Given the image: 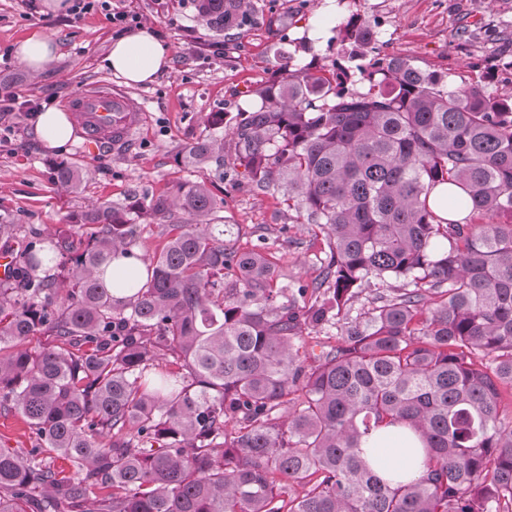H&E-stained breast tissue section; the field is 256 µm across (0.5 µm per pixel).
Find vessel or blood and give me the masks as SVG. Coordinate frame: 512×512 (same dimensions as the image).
<instances>
[{
	"label": "vessel or blood",
	"mask_w": 512,
	"mask_h": 512,
	"mask_svg": "<svg viewBox=\"0 0 512 512\" xmlns=\"http://www.w3.org/2000/svg\"><path fill=\"white\" fill-rule=\"evenodd\" d=\"M138 103L122 89L94 86L73 104V118L82 134L109 145L124 143L138 118Z\"/></svg>",
	"instance_id": "1"
}]
</instances>
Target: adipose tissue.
Returning a JSON list of instances; mask_svg holds the SVG:
<instances>
[{
    "label": "adipose tissue",
    "instance_id": "1",
    "mask_svg": "<svg viewBox=\"0 0 512 512\" xmlns=\"http://www.w3.org/2000/svg\"><path fill=\"white\" fill-rule=\"evenodd\" d=\"M171 61V48L148 26L113 42L106 57L108 68L130 86L152 82L170 67ZM366 456L382 475L406 481L421 470L422 444L406 429L390 427L376 435Z\"/></svg>",
    "mask_w": 512,
    "mask_h": 512
}]
</instances>
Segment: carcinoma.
Instances as JSON below:
<instances>
[{
  "label": "carcinoma",
  "instance_id": "1",
  "mask_svg": "<svg viewBox=\"0 0 512 512\" xmlns=\"http://www.w3.org/2000/svg\"><path fill=\"white\" fill-rule=\"evenodd\" d=\"M243 2L191 5L222 29ZM331 42L330 63L288 57L258 109L210 113L186 150L222 179L229 131L242 175L325 233L328 287L279 302L264 252L207 223L168 225L146 277L111 288L99 273L141 228L224 203L203 181L95 205L84 237L31 238L0 281V410L47 456L0 447V512H512V98L381 54L357 16ZM56 179L80 185L67 163ZM439 185L450 197L430 200ZM387 278L411 287L346 320ZM335 320L338 344L305 364L302 330ZM390 426L423 440L420 476L364 456Z\"/></svg>",
  "mask_w": 512,
  "mask_h": 512
}]
</instances>
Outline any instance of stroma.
<instances>
[{
  "instance_id": "obj_1",
  "label": "stroma",
  "mask_w": 512,
  "mask_h": 512,
  "mask_svg": "<svg viewBox=\"0 0 512 512\" xmlns=\"http://www.w3.org/2000/svg\"><path fill=\"white\" fill-rule=\"evenodd\" d=\"M110 4V10L96 7L76 17L67 11L68 0H0V95L46 99L64 110L93 84L122 86L103 66L116 38L113 11L134 12L172 48L171 66L153 83L126 87L142 107L126 145L106 148L76 135L66 149L50 150L37 136L35 117L0 112V223L22 228L16 237L0 239V252L19 254L31 230L45 239L65 233L75 215L98 203L143 193L170 196L178 183L204 180L224 200L212 223L236 225L239 248L262 245L277 271V287L293 301L299 288L322 282L327 240L316 226L302 223L280 193L243 178L232 142L224 144L223 178L187 165L185 150L209 113L245 109L250 90L288 56L323 60L328 44L309 39L310 29L330 32L353 16L374 26L382 54L512 96V0H334L330 6L325 0H252L243 24L224 30L197 22L185 0ZM37 34L51 36L57 50L36 75L14 53L20 41ZM62 160L81 173L76 191L55 179Z\"/></svg>"
}]
</instances>
